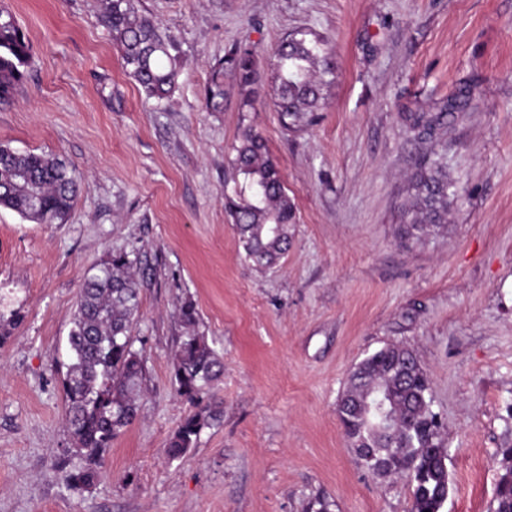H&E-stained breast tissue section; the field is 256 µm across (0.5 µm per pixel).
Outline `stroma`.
Listing matches in <instances>:
<instances>
[{
  "mask_svg": "<svg viewBox=\"0 0 512 512\" xmlns=\"http://www.w3.org/2000/svg\"><path fill=\"white\" fill-rule=\"evenodd\" d=\"M33 64L0 102V145L74 167L65 223L0 208V296L21 320L0 346V512H411L404 478H381L344 438L349 375L387 344L430 375L451 491L444 512H493L498 448L512 441V0H139L175 40L163 109L120 66L103 0H0ZM332 47L318 120L291 128L264 86L253 111L204 108L209 66L255 47L263 78L288 34ZM469 91L445 138L448 222L405 235L425 146L398 115ZM264 138L296 206L291 245L257 270L225 208L244 126ZM136 259L146 366L139 416L89 491L56 467L71 445L61 375L84 278L110 253ZM192 301L224 362L223 409L191 450L166 449L191 407L173 358Z\"/></svg>",
  "mask_w": 512,
  "mask_h": 512,
  "instance_id": "35a3bbf8",
  "label": "stroma"
}]
</instances>
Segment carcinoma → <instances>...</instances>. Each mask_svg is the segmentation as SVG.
<instances>
[{
	"label": "carcinoma",
	"instance_id": "cac0c4a2",
	"mask_svg": "<svg viewBox=\"0 0 512 512\" xmlns=\"http://www.w3.org/2000/svg\"><path fill=\"white\" fill-rule=\"evenodd\" d=\"M103 21L121 50L125 74L146 99L161 105L174 92L178 71L170 34L139 12L138 0H105ZM256 50L237 44L210 66L204 90L205 108L224 111V81L240 89L239 111L251 112L262 84L255 66ZM275 106L290 127L315 119L320 91L332 73L326 44L311 31L299 30L273 50ZM31 46L13 15L0 9V100L9 98L26 77ZM461 94L444 100L435 112H405L401 121L410 143L434 145L418 160L412 182L413 203L408 224L417 229L448 223V164L442 140L448 124L464 104ZM244 177L245 193L228 208L245 260L262 270L289 246L288 226L295 206L262 137L252 127L241 130L232 160ZM77 181L64 160L33 152L17 153L0 146V207L36 224H62L73 207ZM139 283L129 254H111L98 272L85 278L73 316L63 390L71 440L69 452L85 460L65 472L68 487L90 489L106 449L138 416V400L146 379L142 352L134 348L131 328L137 318ZM187 328L173 362L172 382L178 395L193 406L169 439L167 454L176 459L196 444L203 428L220 417L203 403L204 394L220 376L219 353L198 330L192 302L179 309ZM391 402L398 421L387 423L377 400ZM345 438L364 467L381 477H404L412 489V512H443L450 481L446 452L435 413L427 371L413 351L387 344L359 362L337 403ZM502 474L495 487L493 512H512V443L497 450Z\"/></svg>",
	"mask_w": 512,
	"mask_h": 512
}]
</instances>
